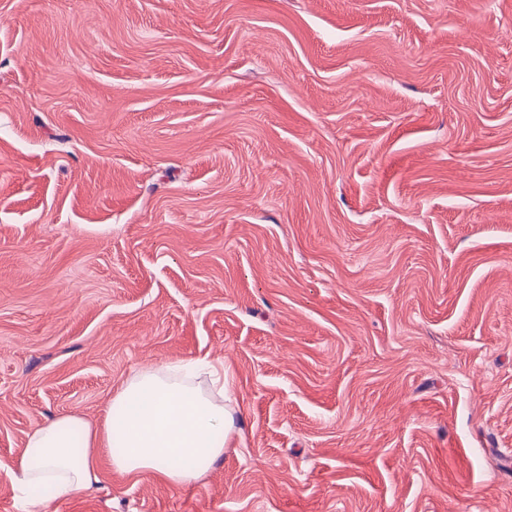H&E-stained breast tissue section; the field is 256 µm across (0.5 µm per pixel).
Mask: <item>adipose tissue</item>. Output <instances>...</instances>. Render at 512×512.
Listing matches in <instances>:
<instances>
[{
	"label": "adipose tissue",
	"instance_id": "1",
	"mask_svg": "<svg viewBox=\"0 0 512 512\" xmlns=\"http://www.w3.org/2000/svg\"><path fill=\"white\" fill-rule=\"evenodd\" d=\"M194 368L175 363L135 372L111 398L101 425L69 414L31 432L13 472L30 512L45 505L31 493L37 484L52 483L58 498L96 488L102 456L114 471L150 472L173 487L210 470L224 455L233 422L224 406L223 364H207L205 386L189 382Z\"/></svg>",
	"mask_w": 512,
	"mask_h": 512
}]
</instances>
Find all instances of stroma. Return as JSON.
I'll return each instance as SVG.
<instances>
[{"instance_id":"stroma-1","label":"stroma","mask_w":512,"mask_h":512,"mask_svg":"<svg viewBox=\"0 0 512 512\" xmlns=\"http://www.w3.org/2000/svg\"><path fill=\"white\" fill-rule=\"evenodd\" d=\"M201 357L210 471L42 512H512V0H0V512Z\"/></svg>"}]
</instances>
